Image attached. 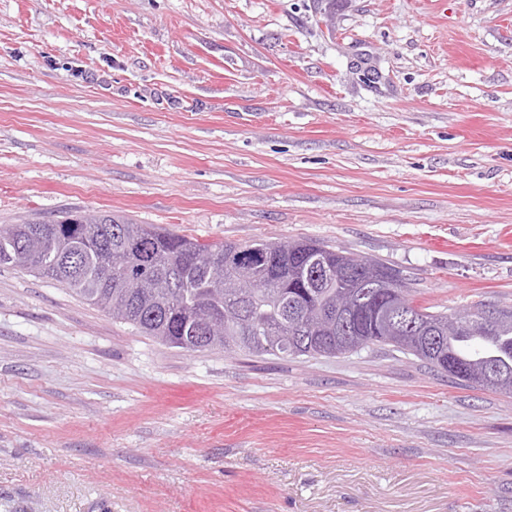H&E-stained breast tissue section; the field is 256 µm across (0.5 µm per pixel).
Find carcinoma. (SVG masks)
Listing matches in <instances>:
<instances>
[{"label":"carcinoma","mask_w":512,"mask_h":512,"mask_svg":"<svg viewBox=\"0 0 512 512\" xmlns=\"http://www.w3.org/2000/svg\"><path fill=\"white\" fill-rule=\"evenodd\" d=\"M151 232L139 234L142 225L110 212L95 215L67 212L60 219L0 227V266L28 269L54 280L82 299L99 305L98 296L109 295L125 307L118 320L172 348L195 352L233 346L261 355L335 357L370 345L391 346L411 354L461 382L512 393V309L495 307L499 318L482 316L483 303L473 310L430 311L415 307L416 319L405 325L407 336H425L421 346L399 344L375 325L336 316V283L319 277L299 278L303 252L320 245L322 258L334 267L342 251L313 239L292 242L258 240L253 247L268 250L270 268L260 288L258 304L243 292L229 287L234 264L242 258L234 243L205 244L195 238L148 225ZM71 238L81 256L75 268L55 245V236ZM146 240L153 258L152 271L122 287L114 276L117 258L133 259L129 244ZM216 249L220 263L210 272L187 261L188 247ZM363 268L389 271L396 276L397 291L408 288L400 271L368 257L351 256ZM383 295L380 288H359L353 295L360 313ZM221 310L224 334L207 336L202 331L203 308Z\"/></svg>","instance_id":"1"}]
</instances>
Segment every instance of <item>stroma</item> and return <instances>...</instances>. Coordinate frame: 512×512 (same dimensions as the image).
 Returning a JSON list of instances; mask_svg holds the SVG:
<instances>
[{"instance_id": "1", "label": "stroma", "mask_w": 512, "mask_h": 512, "mask_svg": "<svg viewBox=\"0 0 512 512\" xmlns=\"http://www.w3.org/2000/svg\"><path fill=\"white\" fill-rule=\"evenodd\" d=\"M69 211L512 307V0H0V225ZM0 512H512V395L186 352L0 266Z\"/></svg>"}]
</instances>
